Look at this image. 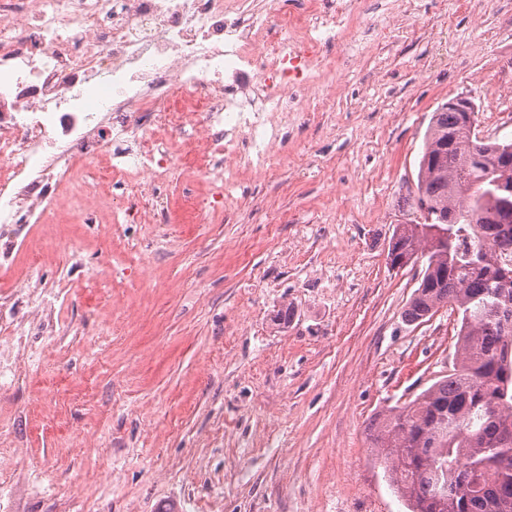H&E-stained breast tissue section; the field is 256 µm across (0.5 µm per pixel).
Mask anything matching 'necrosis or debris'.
Here are the masks:
<instances>
[{"instance_id":"1","label":"necrosis or debris","mask_w":512,"mask_h":512,"mask_svg":"<svg viewBox=\"0 0 512 512\" xmlns=\"http://www.w3.org/2000/svg\"><path fill=\"white\" fill-rule=\"evenodd\" d=\"M253 0H0V268L31 249L46 213L72 224H108L116 194L123 221H168L137 198L195 169L213 186L200 215L224 206L238 170L270 171L282 140L272 114L311 116L338 67L319 30L350 33L349 0H307L265 25ZM194 128L204 150H173L156 133ZM93 173L96 184L83 176ZM39 256L0 298V388L36 344L25 325L56 331ZM16 268V267H15Z\"/></svg>"}]
</instances>
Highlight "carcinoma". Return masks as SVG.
Here are the masks:
<instances>
[{"label":"carcinoma","mask_w":512,"mask_h":512,"mask_svg":"<svg viewBox=\"0 0 512 512\" xmlns=\"http://www.w3.org/2000/svg\"><path fill=\"white\" fill-rule=\"evenodd\" d=\"M512 142L477 139L463 113L440 105L424 134L409 206L428 221L395 227L387 256L425 260L405 310L410 323L448 307L454 364L405 406L371 424V447L410 512H512ZM453 495L438 496V477Z\"/></svg>","instance_id":"1"}]
</instances>
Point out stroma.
<instances>
[{
	"label": "stroma",
	"mask_w": 512,
	"mask_h": 512,
	"mask_svg": "<svg viewBox=\"0 0 512 512\" xmlns=\"http://www.w3.org/2000/svg\"><path fill=\"white\" fill-rule=\"evenodd\" d=\"M354 46L265 179L196 220L46 226L41 272L70 335L42 339L0 392V480L28 512H408L368 428L453 364L448 309L410 323L421 266L390 269L432 112L462 95L512 137V0H360ZM291 304L292 323L271 320Z\"/></svg>",
	"instance_id": "1"
}]
</instances>
